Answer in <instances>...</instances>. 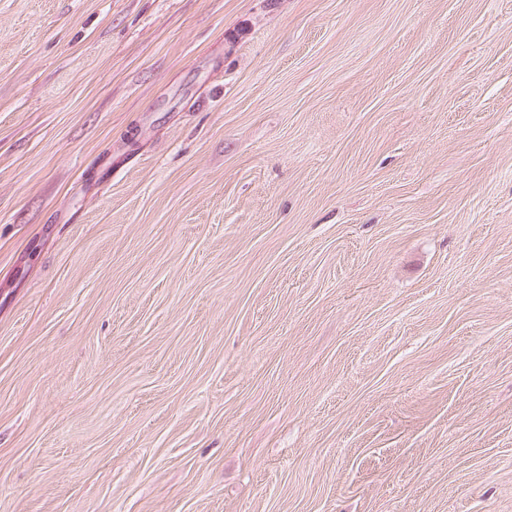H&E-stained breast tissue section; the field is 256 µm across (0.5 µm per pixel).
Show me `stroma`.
Masks as SVG:
<instances>
[{
	"label": "stroma",
	"mask_w": 512,
	"mask_h": 512,
	"mask_svg": "<svg viewBox=\"0 0 512 512\" xmlns=\"http://www.w3.org/2000/svg\"><path fill=\"white\" fill-rule=\"evenodd\" d=\"M0 512H512V0H0Z\"/></svg>",
	"instance_id": "obj_1"
}]
</instances>
